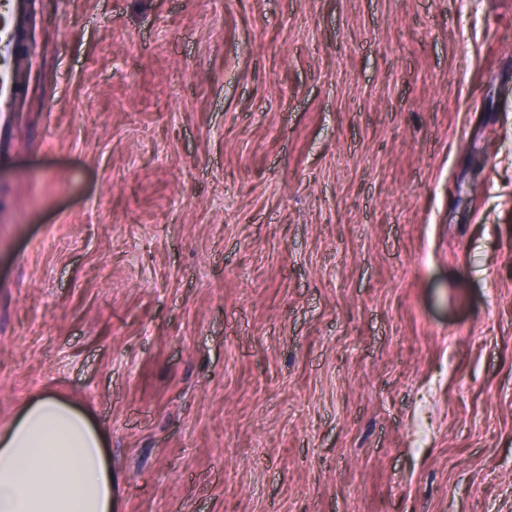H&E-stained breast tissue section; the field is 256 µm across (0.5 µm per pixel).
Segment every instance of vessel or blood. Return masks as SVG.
<instances>
[{
    "label": "vessel or blood",
    "mask_w": 512,
    "mask_h": 512,
    "mask_svg": "<svg viewBox=\"0 0 512 512\" xmlns=\"http://www.w3.org/2000/svg\"><path fill=\"white\" fill-rule=\"evenodd\" d=\"M29 20L30 0H0V142L8 138L20 95L15 54Z\"/></svg>",
    "instance_id": "vessel-or-blood-1"
}]
</instances>
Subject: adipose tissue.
Masks as SVG:
<instances>
[{
    "label": "adipose tissue",
    "instance_id": "ef3b65f1",
    "mask_svg": "<svg viewBox=\"0 0 512 512\" xmlns=\"http://www.w3.org/2000/svg\"><path fill=\"white\" fill-rule=\"evenodd\" d=\"M88 418L54 395L0 434V512H112V470Z\"/></svg>",
    "mask_w": 512,
    "mask_h": 512
}]
</instances>
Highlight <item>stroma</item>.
I'll return each instance as SVG.
<instances>
[{
    "mask_svg": "<svg viewBox=\"0 0 512 512\" xmlns=\"http://www.w3.org/2000/svg\"><path fill=\"white\" fill-rule=\"evenodd\" d=\"M0 430L112 512H512V0H32ZM88 418L53 394L0 436V512H112V468Z\"/></svg>",
    "mask_w": 512,
    "mask_h": 512,
    "instance_id": "35a3bbf8",
    "label": "stroma"
}]
</instances>
